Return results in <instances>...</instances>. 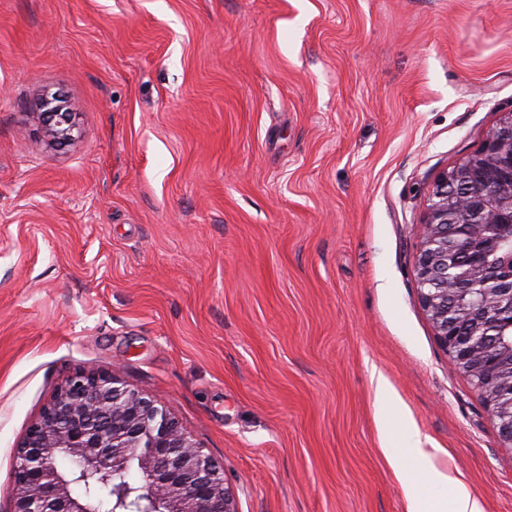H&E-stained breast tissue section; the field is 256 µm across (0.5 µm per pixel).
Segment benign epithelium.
<instances>
[{
    "label": "benign epithelium",
    "instance_id": "benign-epithelium-1",
    "mask_svg": "<svg viewBox=\"0 0 512 512\" xmlns=\"http://www.w3.org/2000/svg\"><path fill=\"white\" fill-rule=\"evenodd\" d=\"M50 140L73 137V113L58 96H42ZM476 160L440 172L428 189L414 263L423 310L455 369L481 392L502 445L512 447V113L499 119ZM501 181L495 198L476 193L468 219L456 192L477 179ZM73 464L60 466V458ZM133 470L135 483L115 482ZM11 512H99L95 483L112 485L108 512H238L217 462L170 413L117 373L78 371L65 377L17 448Z\"/></svg>",
    "mask_w": 512,
    "mask_h": 512
}]
</instances>
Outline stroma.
<instances>
[{
  "label": "stroma",
  "mask_w": 512,
  "mask_h": 512,
  "mask_svg": "<svg viewBox=\"0 0 512 512\" xmlns=\"http://www.w3.org/2000/svg\"><path fill=\"white\" fill-rule=\"evenodd\" d=\"M511 111L512 0H0V512L61 381L115 366L239 512H406L375 370L512 512L414 272L430 183ZM59 100L60 98L56 95L51 98L43 95L41 98L43 112H40L39 115L49 139L62 144L72 139L75 125L74 113L60 112L63 104Z\"/></svg>",
  "instance_id": "1"
}]
</instances>
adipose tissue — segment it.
<instances>
[{"label":"adipose tissue","mask_w":512,"mask_h":512,"mask_svg":"<svg viewBox=\"0 0 512 512\" xmlns=\"http://www.w3.org/2000/svg\"><path fill=\"white\" fill-rule=\"evenodd\" d=\"M406 432L409 441L417 447L415 457L408 459L393 456L389 462L402 483L407 512H424L419 492V479L423 476L427 477L433 486L452 487L453 494L446 506L447 512H484L480 498L462 481L437 468L432 461L431 453L420 448V432L414 421H407Z\"/></svg>","instance_id":"ef3b65f1"}]
</instances>
